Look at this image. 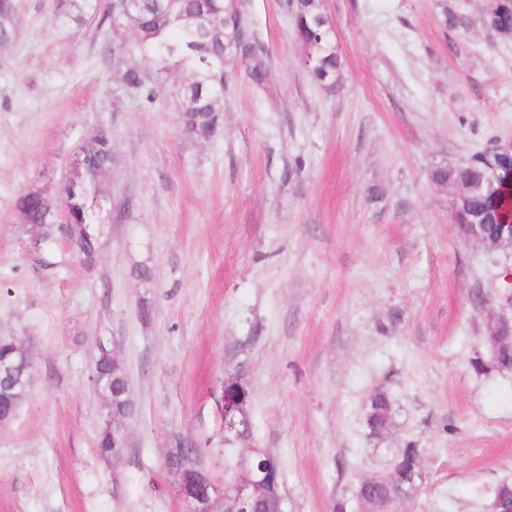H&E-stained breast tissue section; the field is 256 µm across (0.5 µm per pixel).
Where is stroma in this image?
<instances>
[{"instance_id": "35a3bbf8", "label": "stroma", "mask_w": 512, "mask_h": 512, "mask_svg": "<svg viewBox=\"0 0 512 512\" xmlns=\"http://www.w3.org/2000/svg\"><path fill=\"white\" fill-rule=\"evenodd\" d=\"M288 0H246L265 87L236 69L207 140L180 130L162 83L123 93L137 62L71 0H11L0 42V336L32 350L33 384L0 423V512H189L164 454L192 441L218 481L224 381L250 394L251 444L282 465L288 512H336L394 449L427 481L397 512H489L512 480V370L476 372L474 291L512 267L459 237L431 169L512 141V38L444 31L441 4L324 0L336 90L301 63ZM112 137L85 264L63 236L30 244L16 198H57L81 142ZM113 341L135 413L120 462L96 452L108 418L92 384ZM391 392L398 426L372 439L365 405ZM145 72L132 64H126L120 68L119 82L125 91L133 93L146 102L151 103L156 99V90L152 83L144 79Z\"/></svg>"}]
</instances>
